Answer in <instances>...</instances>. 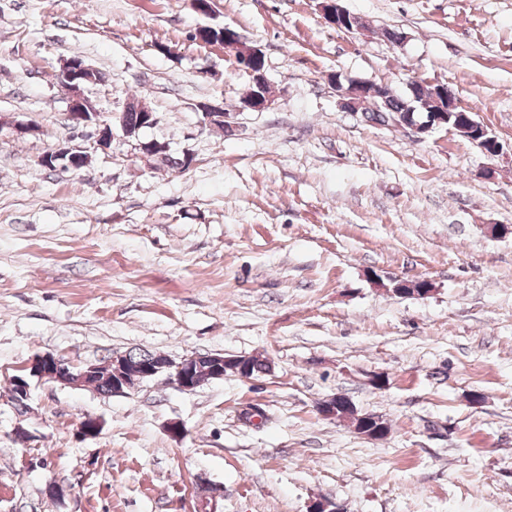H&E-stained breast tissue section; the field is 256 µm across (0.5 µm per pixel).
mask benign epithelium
Masks as SVG:
<instances>
[{
  "label": "benign epithelium",
  "mask_w": 512,
  "mask_h": 512,
  "mask_svg": "<svg viewBox=\"0 0 512 512\" xmlns=\"http://www.w3.org/2000/svg\"><path fill=\"white\" fill-rule=\"evenodd\" d=\"M321 10L324 19L332 26L351 31L356 28L353 14L347 11L341 0H322ZM91 70V66L80 58H71L66 61L59 71L60 77L66 83H73L84 73ZM332 89L340 97L342 107L349 112H366L376 110L388 96L393 94V88L385 83H376L363 78L336 76L330 80ZM88 96L84 90L76 89L69 95L68 114L75 127L93 128L90 134V146L62 145L42 155L39 163L44 167H53L61 163L72 169H79L89 164L90 152L110 148L116 139L130 147L134 155L143 161L158 156L169 150L165 143L154 140L142 141L138 136L140 128L152 127L157 124L158 118L148 106H143L137 122H132L128 106H123L119 112L111 113L103 118L100 112L87 111ZM272 107L271 100L256 99L249 104L226 105L224 107L202 106V116L210 127L219 131L230 129L235 124V118L244 110L262 111ZM456 112L465 117L466 125H477L479 131L471 138V142L485 154L495 156L500 151V144L495 136L478 121L467 116V110L453 103L449 112ZM387 127H408L417 134H427L435 127L448 126V112L429 111L420 119L412 121L410 116L401 112L387 117ZM234 365L235 375L250 379L252 372L250 363L242 355H226L224 353L194 354L176 361L169 356L157 353L143 355L137 359L126 353L111 356L104 364H91L78 370L73 368L65 359L50 353L37 355L22 369V373L12 378L14 403L21 408H28L30 380L59 383L75 389L88 386V380L100 376L105 372L112 377V394L123 395L158 375L167 377L175 387L182 391H192L204 384L198 379L197 370L208 366L209 378L219 380L224 378V364Z\"/></svg>",
  "instance_id": "obj_1"
}]
</instances>
